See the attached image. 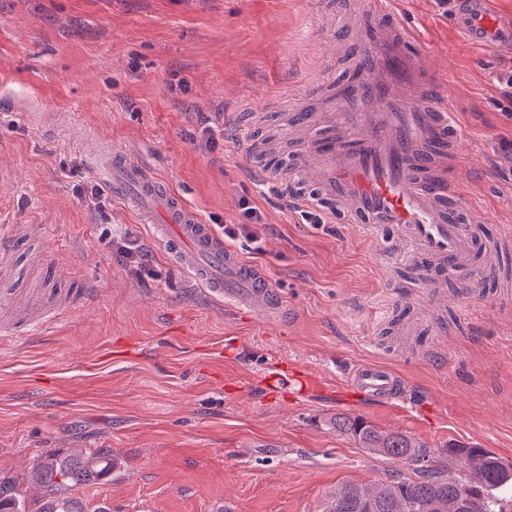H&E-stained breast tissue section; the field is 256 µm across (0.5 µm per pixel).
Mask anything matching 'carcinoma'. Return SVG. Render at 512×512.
<instances>
[{
	"instance_id": "obj_1",
	"label": "carcinoma",
	"mask_w": 512,
	"mask_h": 512,
	"mask_svg": "<svg viewBox=\"0 0 512 512\" xmlns=\"http://www.w3.org/2000/svg\"><path fill=\"white\" fill-rule=\"evenodd\" d=\"M336 429L362 448L416 466L417 478L373 486L345 484L331 492L326 512H506L512 502V464L484 448L448 445V456L465 474L446 475L433 464L425 445L397 433H386L362 418L338 417ZM35 478L46 496L32 511L11 478L0 480V512H109L91 510L73 493L78 487L112 478V450L97 448L83 455H47Z\"/></svg>"
}]
</instances>
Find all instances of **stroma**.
Returning a JSON list of instances; mask_svg holds the SVG:
<instances>
[{
	"mask_svg": "<svg viewBox=\"0 0 512 512\" xmlns=\"http://www.w3.org/2000/svg\"><path fill=\"white\" fill-rule=\"evenodd\" d=\"M419 66L439 75L457 137L435 173L488 239L512 232V103L497 78L512 49L469 42L435 0H393ZM354 0H0V238H38L90 303L29 338L0 334V478L40 495L29 474L49 453L108 448L110 481L81 486L111 512H324L330 493L413 477L412 465L359 447L337 415L361 417L430 448L512 463V249L466 287L436 291L411 243L358 224H318L261 175V139L281 142L289 113L323 112L355 43ZM107 143L149 168L201 217L238 226L232 242L291 307L269 324L213 300L177 269L131 203L112 195L90 154ZM260 209L245 224L241 201ZM151 252L136 279L112 240ZM411 322L418 352L386 337ZM286 361L313 378L275 387ZM383 361L410 389L401 402L350 396L346 370Z\"/></svg>",
	"mask_w": 512,
	"mask_h": 512,
	"instance_id": "35a3bbf8",
	"label": "stroma"
}]
</instances>
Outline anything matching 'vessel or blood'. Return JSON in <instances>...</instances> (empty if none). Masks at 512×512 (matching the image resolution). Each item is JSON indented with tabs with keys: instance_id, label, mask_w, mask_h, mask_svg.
Wrapping results in <instances>:
<instances>
[{
	"instance_id": "b4317fda",
	"label": "vessel or blood",
	"mask_w": 512,
	"mask_h": 512,
	"mask_svg": "<svg viewBox=\"0 0 512 512\" xmlns=\"http://www.w3.org/2000/svg\"><path fill=\"white\" fill-rule=\"evenodd\" d=\"M464 27L477 44L495 40L499 27L490 16L494 0H456ZM358 38L366 51L354 63L355 80L338 88L348 110L350 132L336 134V115L317 112L327 136L299 154L310 167V187L329 223L349 220L376 234L415 246L414 265L429 287L463 278L494 243L483 241L477 225L459 220V204L433 175L437 155L446 153L455 132L441 111L435 80L421 73L415 39L382 0H364ZM95 167L114 174V197H132L143 223L173 262L218 301L236 304L266 321L289 314L265 270L249 263L179 195L163 189L144 166L105 148ZM16 256L0 243V332L25 337L57 321L84 301L85 289L42 288L21 295L9 283ZM350 395L389 402L404 398L403 377L378 364L355 366L347 377Z\"/></svg>"
}]
</instances>
